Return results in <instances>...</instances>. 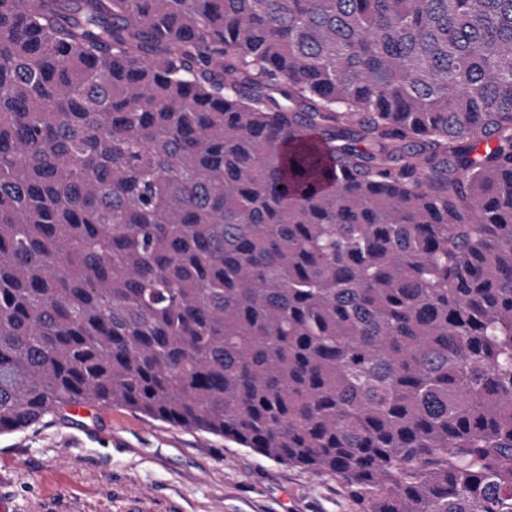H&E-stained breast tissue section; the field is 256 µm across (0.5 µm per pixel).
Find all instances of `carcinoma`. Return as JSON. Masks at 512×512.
Segmentation results:
<instances>
[{
	"label": "carcinoma",
	"instance_id": "obj_1",
	"mask_svg": "<svg viewBox=\"0 0 512 512\" xmlns=\"http://www.w3.org/2000/svg\"><path fill=\"white\" fill-rule=\"evenodd\" d=\"M87 403L512 512V0H0V433Z\"/></svg>",
	"mask_w": 512,
	"mask_h": 512
}]
</instances>
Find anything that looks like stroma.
<instances>
[{"label":"stroma","instance_id":"obj_1","mask_svg":"<svg viewBox=\"0 0 512 512\" xmlns=\"http://www.w3.org/2000/svg\"><path fill=\"white\" fill-rule=\"evenodd\" d=\"M10 512H354L335 478L124 408L0 434Z\"/></svg>","mask_w":512,"mask_h":512}]
</instances>
